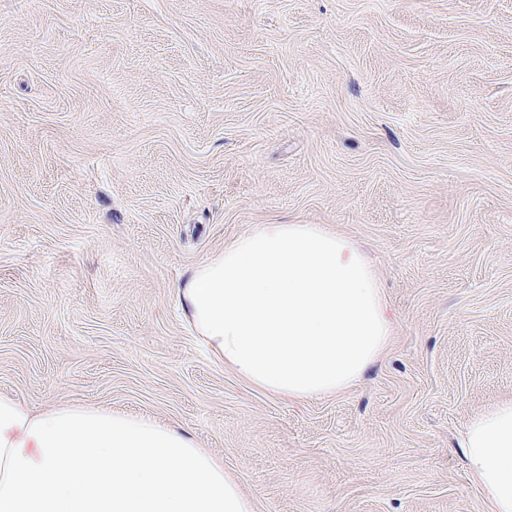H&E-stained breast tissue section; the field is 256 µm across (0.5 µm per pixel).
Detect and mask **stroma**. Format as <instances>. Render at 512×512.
<instances>
[{
	"mask_svg": "<svg viewBox=\"0 0 512 512\" xmlns=\"http://www.w3.org/2000/svg\"><path fill=\"white\" fill-rule=\"evenodd\" d=\"M258 224L365 250L394 330L304 401L177 294ZM0 394L172 425L255 512H486L512 398V0H0ZM468 476L487 496L488 512H512V399L475 414L460 435Z\"/></svg>",
	"mask_w": 512,
	"mask_h": 512,
	"instance_id": "obj_1",
	"label": "stroma"
}]
</instances>
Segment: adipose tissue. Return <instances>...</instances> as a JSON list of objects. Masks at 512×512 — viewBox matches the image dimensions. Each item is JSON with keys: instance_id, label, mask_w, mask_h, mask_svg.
<instances>
[{"instance_id": "obj_1", "label": "adipose tissue", "mask_w": 512, "mask_h": 512, "mask_svg": "<svg viewBox=\"0 0 512 512\" xmlns=\"http://www.w3.org/2000/svg\"><path fill=\"white\" fill-rule=\"evenodd\" d=\"M195 333L251 385L302 401L354 387L393 332L359 247L319 224H261L178 290ZM488 512H512V399L460 435ZM0 512H254L223 461L155 419L0 395Z\"/></svg>"}]
</instances>
